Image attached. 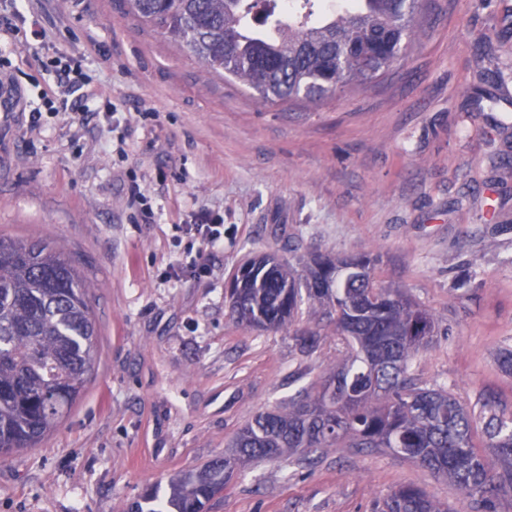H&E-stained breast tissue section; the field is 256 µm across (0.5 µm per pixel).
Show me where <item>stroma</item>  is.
I'll list each match as a JSON object with an SVG mask.
<instances>
[{
	"mask_svg": "<svg viewBox=\"0 0 512 512\" xmlns=\"http://www.w3.org/2000/svg\"><path fill=\"white\" fill-rule=\"evenodd\" d=\"M23 15V37L0 32V234L79 259L98 360L65 420L0 460V512H128L348 357L317 309L281 331L232 320L225 289L249 253L378 256L375 283L441 328L411 373L512 412L497 363L512 348V0H428L406 60L317 111L264 106L129 0H26ZM66 79L84 87L57 114L43 95ZM102 101L115 113L88 112ZM200 211L223 219L224 246L207 274L169 278L193 244L178 226ZM306 328L321 331L310 352ZM406 484L462 498L393 455L331 448L305 468L243 467L208 512H373Z\"/></svg>",
	"mask_w": 512,
	"mask_h": 512,
	"instance_id": "stroma-1",
	"label": "stroma"
}]
</instances>
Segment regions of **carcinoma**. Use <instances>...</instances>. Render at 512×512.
<instances>
[{
  "mask_svg": "<svg viewBox=\"0 0 512 512\" xmlns=\"http://www.w3.org/2000/svg\"><path fill=\"white\" fill-rule=\"evenodd\" d=\"M283 22L269 0H130L133 12L199 63L256 92L269 107L320 108L338 92L384 76L422 32L425 0H351L341 13L322 0ZM369 254L314 252L301 270L245 260L242 296H225L243 326H292L303 305L324 310L351 353L312 392L262 410L230 451L151 487L129 512H207L242 464L288 456L298 466L326 448L391 452L463 494L460 508L404 485L378 512H503L512 501V415L480 395L465 405L410 372L438 335L434 316L399 288H376ZM97 363L90 284L75 259L48 240L0 235V459L33 448L83 395ZM482 428L484 453L474 431Z\"/></svg>",
  "mask_w": 512,
  "mask_h": 512,
  "instance_id": "carcinoma-1",
  "label": "carcinoma"
}]
</instances>
